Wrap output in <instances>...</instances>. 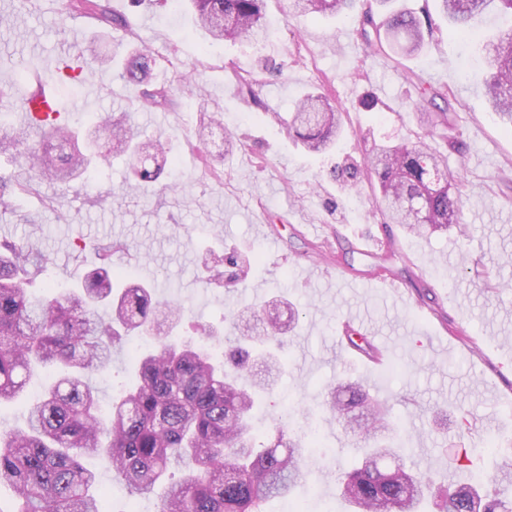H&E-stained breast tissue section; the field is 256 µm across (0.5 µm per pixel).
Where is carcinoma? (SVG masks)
I'll use <instances>...</instances> for the list:
<instances>
[{
  "instance_id": "obj_1",
  "label": "carcinoma",
  "mask_w": 512,
  "mask_h": 512,
  "mask_svg": "<svg viewBox=\"0 0 512 512\" xmlns=\"http://www.w3.org/2000/svg\"><path fill=\"white\" fill-rule=\"evenodd\" d=\"M198 26L214 41H253L267 32V0H189ZM386 7L381 21L366 12L357 35L368 50L384 46L400 59L418 53L430 37L410 9L379 0ZM452 33H471L482 15L512 13V0H438ZM355 0H291L293 13L345 15ZM65 10L97 16L105 28L126 32V20L112 13L109 0H65ZM487 61L476 73L492 111L512 132V28L486 44ZM143 45L124 59L119 78L134 98L164 104L171 87L147 89L152 66ZM425 135L441 134L447 148L464 143L447 135L455 111L449 91L422 87ZM49 105L42 121L69 151L54 154L52 143L31 141L23 128L0 116V151L26 147L28 170L0 178V206L8 208L12 192L43 174L41 163L66 183L86 170L89 158L78 138L56 122ZM346 123L345 114L327 96L307 92L284 128L311 152H325ZM116 153L132 159L135 181H156L164 173L159 160L166 150L158 139H141L130 114L112 124L97 123ZM447 155L429 152L417 134L396 144H377L367 157L376 178L379 206L386 224H401L415 237L446 231L462 222L460 174L447 177L441 166ZM123 244L99 247L100 266L81 284L39 296L29 293L51 263L48 253L21 240L0 244V404L22 396L31 373L55 365L60 373L27 409L25 428L0 431V484L16 494L15 512H103L96 493V474L83 458L103 453L113 473L133 492L158 498V512H265L273 498L306 481L316 440L291 425L276 427L268 443L257 441L251 426L257 391L240 381L250 367V352L241 346L274 342L295 331L299 314L292 303L271 301L246 308L235 325L240 336L216 364L209 345L215 331L198 328L196 339L176 342L168 334L182 322L185 307L156 297L151 285L128 281L115 287L120 272L112 255ZM209 278L233 283L247 274L250 260L235 252L202 260ZM138 331L150 350L134 356L138 382L112 401L107 415L99 407L90 377L112 360L121 337ZM332 421L345 435L364 443L359 461L343 472L338 491L355 512H420L429 483L407 465L397 448L399 434L388 427L386 404L373 399L363 381L344 379L324 395ZM494 496L485 501L472 485L450 487L443 494L444 512H512V471L491 479Z\"/></svg>"
}]
</instances>
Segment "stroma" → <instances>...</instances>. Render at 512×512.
Here are the masks:
<instances>
[{
    "instance_id": "obj_1",
    "label": "stroma",
    "mask_w": 512,
    "mask_h": 512,
    "mask_svg": "<svg viewBox=\"0 0 512 512\" xmlns=\"http://www.w3.org/2000/svg\"><path fill=\"white\" fill-rule=\"evenodd\" d=\"M62 2L0 0V85L44 92L65 122L83 129L107 115L132 113L144 134L165 141L167 164L159 180L133 192L125 189L126 160L111 156L68 184L46 175L14 193L0 211V226L9 238L49 253L44 282L76 286L96 265V246L122 243L115 269L154 282L158 297L187 307L175 336L212 326L219 351L234 335L230 310L286 290L299 327L285 348L288 368L256 414V433L266 438L287 418L318 431L322 450L311 482L271 500L266 512H287L300 502L308 512H348L336 477L355 461L358 443L326 421L321 405L326 386L346 371L390 406L409 462L431 485L424 512H439L452 480L492 491L490 477L512 460V134L489 109L470 68L485 35L512 22L487 18L462 41L449 34L434 0H403L429 19L433 36L400 64L392 53L363 50L354 32L357 12L348 19L295 16L288 0H268L274 39L214 44L185 0L133 14L126 0H110L113 13L127 15L148 45L157 81L175 89L171 107L154 109L138 107L115 70L89 62L78 79L57 76L56 56H83L98 31L94 22L64 12ZM429 86L451 89L457 99L453 133L465 147L449 153L448 170L467 181L463 235L415 238L384 224L362 169L373 144L423 130L416 103L419 88ZM308 90L328 94L347 115L344 133L325 155L304 151L270 119L274 112L288 116ZM369 97L376 102L371 109L362 105ZM204 102L222 124L202 153L196 130ZM228 129L245 143L230 155L224 152ZM349 165L359 168L352 191L330 175ZM387 235L397 248L389 266L410 285L406 301L375 273ZM363 242L369 252L360 251ZM317 245L348 256L344 276L309 268ZM229 249L257 255L245 279L230 288L203 279L202 256ZM346 323L373 331L387 363L367 364L342 347ZM142 342L137 333L125 337L109 368L93 375L104 403L134 379L129 351ZM460 451L470 463L458 469L452 459ZM87 464L99 475L105 512H127L132 496L115 480L109 459L96 456Z\"/></svg>"
}]
</instances>
